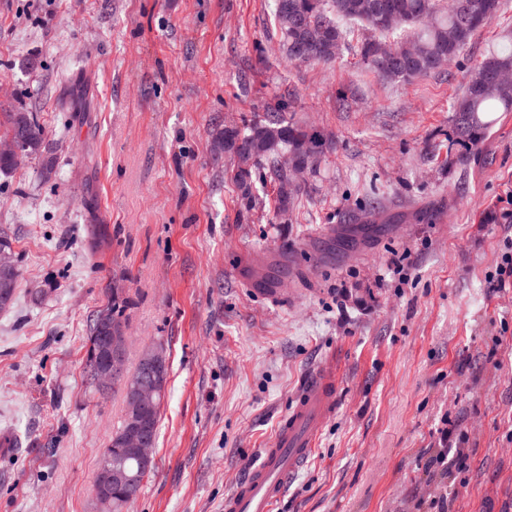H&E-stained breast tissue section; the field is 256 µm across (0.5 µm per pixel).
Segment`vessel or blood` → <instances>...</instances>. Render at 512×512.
Returning <instances> with one entry per match:
<instances>
[{
  "mask_svg": "<svg viewBox=\"0 0 512 512\" xmlns=\"http://www.w3.org/2000/svg\"><path fill=\"white\" fill-rule=\"evenodd\" d=\"M336 373L325 368L305 388L272 437L261 461L226 498V512H275L288 483L308 460L330 413Z\"/></svg>",
  "mask_w": 512,
  "mask_h": 512,
  "instance_id": "1",
  "label": "vessel or blood"
}]
</instances>
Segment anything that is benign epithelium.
<instances>
[{
  "mask_svg": "<svg viewBox=\"0 0 512 512\" xmlns=\"http://www.w3.org/2000/svg\"><path fill=\"white\" fill-rule=\"evenodd\" d=\"M279 166L290 174L291 184L301 182L300 176L305 172L289 153H282ZM17 269L16 257L12 248L0 244V302L6 303L11 297L14 274ZM100 331L97 341L105 351V357L97 361L90 369L95 391L105 395L110 391L116 379L124 375L127 350V334L124 326H114L101 314L98 321ZM140 375L126 383L131 393L130 404L126 412V423L121 433V445L132 449V454L146 470L153 458L154 434L152 412L158 404V396L165 384L166 352L161 346L145 349L141 355ZM106 470L112 483L125 487L126 495L134 497L139 494L140 475L131 474L126 468L125 459L109 457Z\"/></svg>",
  "mask_w": 512,
  "mask_h": 512,
  "instance_id": "7a95c632",
  "label": "benign epithelium"
}]
</instances>
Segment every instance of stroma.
Listing matches in <instances>:
<instances>
[{
    "label": "stroma",
    "instance_id": "35a3bbf8",
    "mask_svg": "<svg viewBox=\"0 0 512 512\" xmlns=\"http://www.w3.org/2000/svg\"><path fill=\"white\" fill-rule=\"evenodd\" d=\"M273 0H0V113L36 112L56 169L0 174L21 268L0 313V512H93L124 414L84 369L119 289L127 366L163 345L154 467L130 512H224L305 384L338 390L277 512H512V112L449 147L468 69L382 80L348 27L331 64L288 63ZM287 100L329 148L286 215L242 212L227 127ZM379 203V224L363 223ZM496 213V223L485 217ZM271 272L277 298L257 284ZM460 449L462 469L428 461Z\"/></svg>",
    "mask_w": 512,
    "mask_h": 512
}]
</instances>
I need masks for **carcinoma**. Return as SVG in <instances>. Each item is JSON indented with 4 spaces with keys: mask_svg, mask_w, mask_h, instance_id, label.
<instances>
[{
    "mask_svg": "<svg viewBox=\"0 0 512 512\" xmlns=\"http://www.w3.org/2000/svg\"><path fill=\"white\" fill-rule=\"evenodd\" d=\"M385 4L397 19L386 27L376 5ZM499 0H451L441 7L437 0H274L273 14L282 46L292 64L323 63L336 60L328 44L345 41L346 22L361 23L373 32L387 36L400 33L391 44L366 40L359 49L366 67L386 80L411 81L427 77L464 55L472 38L498 11ZM457 34L448 41V31ZM512 71V36L506 35L489 46L469 69L464 91L452 105L458 139L472 147L481 142L485 130L500 112H512V83L496 80V75ZM288 102L280 100L244 128H224V149L238 160V181L243 209L250 211L253 196L248 178L260 170L264 180L278 187L277 211L287 213L305 188L296 185L283 191L289 176L279 167L278 157L292 153L312 169L324 153L325 143L315 131L286 116ZM7 135L14 137L27 153L44 156L41 174L54 171L52 147L35 113L24 108L5 113ZM126 300L111 290L103 309L112 320L122 323Z\"/></svg>",
    "mask_w": 512,
    "mask_h": 512,
    "instance_id": "obj_1",
    "label": "carcinoma"
}]
</instances>
